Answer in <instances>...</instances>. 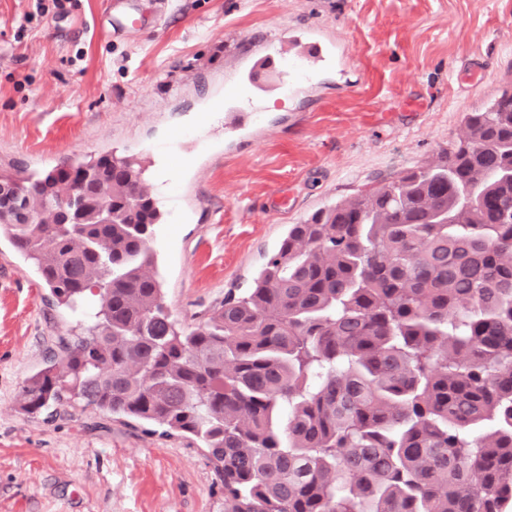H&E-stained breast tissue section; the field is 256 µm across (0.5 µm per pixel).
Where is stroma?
<instances>
[{
  "mask_svg": "<svg viewBox=\"0 0 512 512\" xmlns=\"http://www.w3.org/2000/svg\"><path fill=\"white\" fill-rule=\"evenodd\" d=\"M124 2L136 21L115 32L109 0H0V171L143 160L185 327L248 288L289 225L433 161L512 83V0H169L159 21L152 0ZM297 28L328 46L309 79L251 82L245 63L269 39L292 55ZM233 86L263 118L230 144ZM90 323L0 239V512H224L196 438L81 405L19 411L25 379Z\"/></svg>",
  "mask_w": 512,
  "mask_h": 512,
  "instance_id": "35a3bbf8",
  "label": "stroma"
}]
</instances>
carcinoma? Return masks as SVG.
Returning <instances> with one entry per match:
<instances>
[{
    "mask_svg": "<svg viewBox=\"0 0 512 512\" xmlns=\"http://www.w3.org/2000/svg\"><path fill=\"white\" fill-rule=\"evenodd\" d=\"M436 162L292 224L250 288L179 328L129 157L74 161L114 224H50L59 169L0 173V238L86 335L19 408L82 403L203 442L225 512H507L512 505V87Z\"/></svg>",
    "mask_w": 512,
    "mask_h": 512,
    "instance_id": "1",
    "label": "carcinoma"
}]
</instances>
